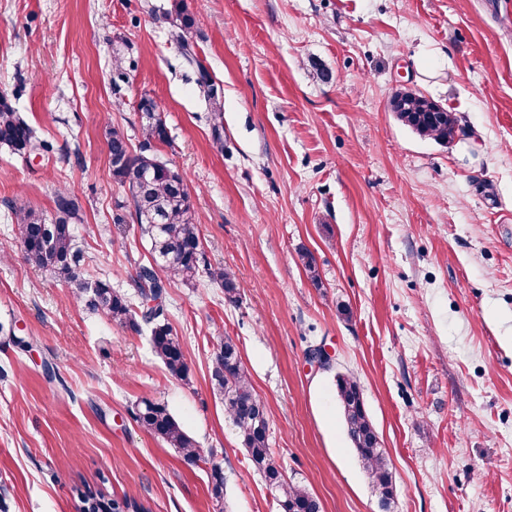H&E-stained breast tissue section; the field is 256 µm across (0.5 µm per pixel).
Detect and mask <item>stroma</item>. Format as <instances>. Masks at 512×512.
<instances>
[{"label":"stroma","instance_id":"stroma-1","mask_svg":"<svg viewBox=\"0 0 512 512\" xmlns=\"http://www.w3.org/2000/svg\"><path fill=\"white\" fill-rule=\"evenodd\" d=\"M172 4L0 0V94L55 158L0 148V512H76L87 487L147 512H281L212 388L225 337L266 405L273 459L322 512H512V0H184L195 66L171 37ZM202 67L224 105L220 150ZM400 88L455 112L459 136L403 125L389 107ZM145 97L169 134L152 153L186 178L202 243L193 283L162 278L186 382L149 328L111 322L29 264L12 223L21 206L54 216L69 189L84 279L138 302L151 244L107 131L140 149ZM218 267L236 301L209 278ZM320 344L326 369L307 359ZM338 371L360 384L386 453L388 510L347 438ZM145 398L206 461L139 426Z\"/></svg>","mask_w":512,"mask_h":512}]
</instances>
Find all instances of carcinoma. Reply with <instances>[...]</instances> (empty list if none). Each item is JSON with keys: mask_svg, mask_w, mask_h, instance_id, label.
I'll list each match as a JSON object with an SVG mask.
<instances>
[{"mask_svg": "<svg viewBox=\"0 0 512 512\" xmlns=\"http://www.w3.org/2000/svg\"><path fill=\"white\" fill-rule=\"evenodd\" d=\"M175 31L171 36L180 44L184 58L196 62L185 34L195 24L182 0H175ZM199 86L203 89L213 114V141L218 150H224L223 106L212 88L209 74L199 68ZM391 111L404 125L421 136L437 142L453 140L459 131L456 113L424 95L399 90L390 99ZM142 130L145 135L143 152L134 153L124 130L112 127L108 131V148L113 177L127 187L137 224L151 243L154 264L141 266L134 279L138 296L153 289L159 281L158 271L179 276L186 282L195 280L202 259L198 224L192 212L187 185L183 175L157 158L144 153L151 142L164 143L168 132L155 102L141 100ZM0 145L11 149L23 160L37 155L45 156L49 147L38 130L30 125L8 99L0 95ZM56 214L52 219L37 210L20 207L14 210L16 238L27 262L49 269L77 288L78 296L94 311H103L119 325L139 329V322L151 326V348L154 355L175 378L186 380L189 366L182 343L173 334L164 305L142 308L137 312L127 296L112 289L109 282L98 280L96 288L81 276L84 265L82 250L77 246L71 225L80 220L75 200L65 190H59L54 199ZM212 280L221 284L225 297L236 300L235 277L229 270L209 271ZM224 351L215 357L211 373L213 389L224 401V413L246 449L255 470L270 489L279 495L283 512H321V506L308 490L288 483L269 448V423L260 411L263 401L256 394L244 366L240 352L231 340L223 341ZM336 394L343 410L348 438L361 460L373 490L382 506L393 500L395 487L387 467L384 451L366 412L360 385L353 377L338 373L334 377ZM135 421L149 433L179 449L191 462L205 460L202 449L184 432L167 406L144 399L136 406ZM98 507L108 509L121 503L126 509L143 512L145 507L129 496L109 500L97 495Z\"/></svg>", "mask_w": 512, "mask_h": 512, "instance_id": "obj_1", "label": "carcinoma"}]
</instances>
